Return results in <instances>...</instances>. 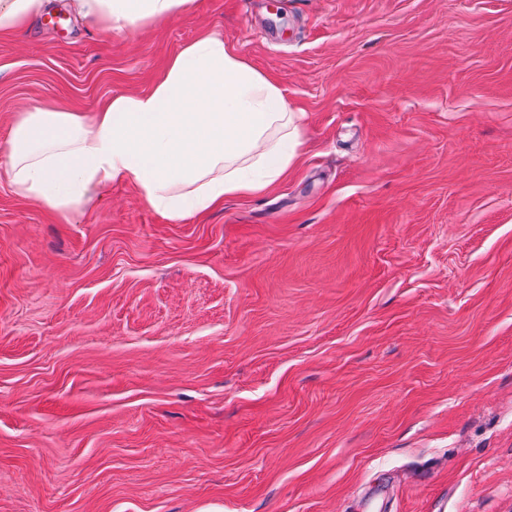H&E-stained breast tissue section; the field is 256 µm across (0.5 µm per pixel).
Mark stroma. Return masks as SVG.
Segmentation results:
<instances>
[{
    "label": "stroma",
    "mask_w": 512,
    "mask_h": 512,
    "mask_svg": "<svg viewBox=\"0 0 512 512\" xmlns=\"http://www.w3.org/2000/svg\"><path fill=\"white\" fill-rule=\"evenodd\" d=\"M0 32V153L216 33L301 116L261 197L72 220L0 167V512H512V0H192ZM192 0H72V8L84 21L110 30L144 26L175 16Z\"/></svg>",
    "instance_id": "obj_1"
}]
</instances>
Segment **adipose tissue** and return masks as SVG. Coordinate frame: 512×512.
<instances>
[{
	"mask_svg": "<svg viewBox=\"0 0 512 512\" xmlns=\"http://www.w3.org/2000/svg\"><path fill=\"white\" fill-rule=\"evenodd\" d=\"M192 0H72L84 21L123 29L175 16ZM299 116L277 82L216 35L171 56L152 88L96 112L38 103L19 113L5 172L15 192L71 218L113 183L140 190L170 221L224 199L261 196L298 157Z\"/></svg>",
	"mask_w": 512,
	"mask_h": 512,
	"instance_id": "1",
	"label": "adipose tissue"
}]
</instances>
